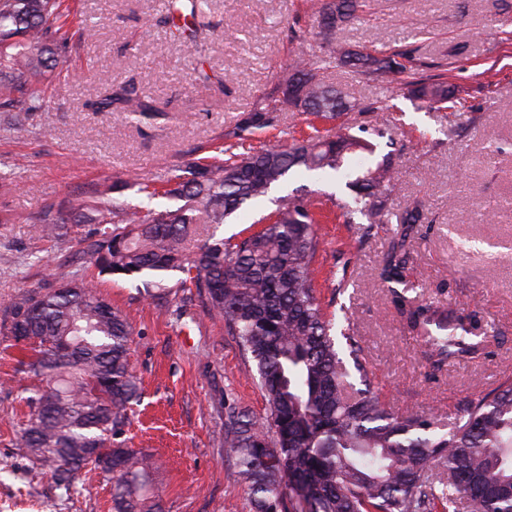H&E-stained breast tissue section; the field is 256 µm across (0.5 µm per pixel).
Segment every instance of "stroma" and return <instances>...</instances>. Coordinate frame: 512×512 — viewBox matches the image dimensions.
<instances>
[{
	"label": "stroma",
	"instance_id": "1",
	"mask_svg": "<svg viewBox=\"0 0 512 512\" xmlns=\"http://www.w3.org/2000/svg\"><path fill=\"white\" fill-rule=\"evenodd\" d=\"M313 0H208L206 25L189 40L154 25L166 0H72L94 28L62 67L38 85L44 108L13 133L0 114V323L25 291L51 287L73 271L82 235L38 239L31 219L87 189L139 178L161 187L171 168L206 155L226 127L270 93L296 55L320 54ZM512 0H369L360 20L338 30L353 47L414 50L456 85L457 112L417 109L405 81L368 79L348 68L325 70L326 83L364 100L342 122L383 131L376 151L390 154L398 186L393 212L420 203L423 219L410 246L407 273L427 296L479 312L499 329L493 357L464 358L430 376L425 348L408 331L377 267L390 224L361 235L329 213L317 226L314 286L327 314L350 309L351 329L369 363L372 386L387 408L428 411L453 421L474 394L512 374ZM131 82L168 100L166 116L134 120L90 112L104 89ZM276 219L270 202L250 206L221 226L240 240ZM348 264L349 286L335 295L336 269ZM167 273L153 295L104 276L101 291L126 313L134 335L131 362L142 397L120 437L151 457L163 512H251L232 461L224 455V400L254 419L265 401L222 322L210 317L197 289ZM19 347L0 326V512H109L112 482L83 471L73 490L32 470L12 446L28 409L30 385L19 372Z\"/></svg>",
	"mask_w": 512,
	"mask_h": 512
}]
</instances>
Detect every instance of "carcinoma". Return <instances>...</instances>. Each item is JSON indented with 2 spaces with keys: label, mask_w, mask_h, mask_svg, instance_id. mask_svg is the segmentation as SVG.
I'll return each instance as SVG.
<instances>
[{
  "label": "carcinoma",
  "mask_w": 512,
  "mask_h": 512,
  "mask_svg": "<svg viewBox=\"0 0 512 512\" xmlns=\"http://www.w3.org/2000/svg\"><path fill=\"white\" fill-rule=\"evenodd\" d=\"M207 0H168L157 23L174 35L196 26ZM366 0H320L316 13L326 51L300 56L279 77L269 103L257 105L224 129L227 149L272 126L275 113L307 115L302 140L253 146L220 163L191 161L172 170L163 193L139 178L113 184L150 199L180 202L156 210L116 202L102 191L88 199L45 206L32 218L36 237L57 241L68 224H95L82 239L79 268L53 288L18 295L7 333L25 340L19 370L38 381L26 398L29 414L15 447L32 465L49 470L70 489L91 466L112 480V512H161L145 456L113 441L139 401L130 364L132 326L88 277L133 279L144 292L170 271L189 275L208 311L224 321L255 365L267 404L266 422L234 406L224 417V455L234 461L253 512H512V381L467 400L448 431L430 412L395 413L371 389L368 363L351 333L348 309L325 317L315 294L318 224L314 200L291 192L271 196L292 169L345 171L374 144L334 121L360 106L322 79L340 62L368 77L392 82L407 76L415 100L431 109L457 108L456 88L419 74L413 51L350 49L336 30L365 12ZM93 28L69 23L64 0H0V112L18 116L40 109L31 84L55 72L74 36ZM309 83L303 104L288 98L296 76ZM168 102L142 95L128 83L89 103L93 112L160 117ZM349 199H332L346 224L359 213L370 224H398L377 277L406 326L427 347L432 372L448 362L492 354L488 325L474 311L423 298L406 279V241L421 222L419 207L390 211L396 188L391 163L347 173ZM269 200L276 220L236 242L217 229L249 203ZM211 233L194 254L186 243L196 225ZM112 459V468L102 461Z\"/></svg>",
  "instance_id": "1"
}]
</instances>
